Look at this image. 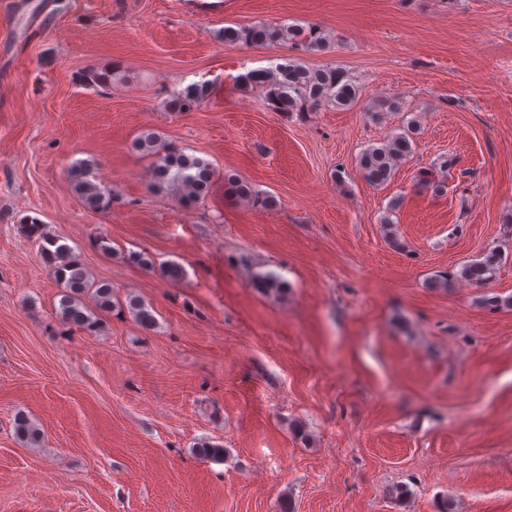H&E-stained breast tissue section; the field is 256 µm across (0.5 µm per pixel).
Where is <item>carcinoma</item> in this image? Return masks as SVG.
I'll return each instance as SVG.
<instances>
[{
    "label": "carcinoma",
    "mask_w": 512,
    "mask_h": 512,
    "mask_svg": "<svg viewBox=\"0 0 512 512\" xmlns=\"http://www.w3.org/2000/svg\"><path fill=\"white\" fill-rule=\"evenodd\" d=\"M224 44L246 43L264 47L276 41H289L294 48L307 53L323 52L329 47V39L316 25L302 27L283 25L271 27L263 23L238 27L224 26ZM238 87L245 91L262 89L268 107L275 112H312L321 106L345 108L354 104L361 94V86L348 71L326 63L309 66L295 58H286L273 70H251L236 79ZM210 86L193 83L173 93L166 105L172 112H188L209 99ZM404 104L395 96H382L377 100L375 112H402ZM417 120L403 121L398 131L388 136L378 146L365 149L358 165L364 178L373 186L387 184L399 164L413 151ZM134 149L151 160L152 185L158 189L175 192L183 204L192 205L205 198L217 176L214 166L207 160L188 154L185 150L166 143L155 131L147 130L137 135ZM93 164L83 162L70 170V181L76 194L92 210H107L116 201L112 190L98 183L92 175ZM224 193L240 201L260 206H271L274 199L255 190L252 184L232 171L224 172ZM25 234L36 241L40 256L48 265L56 280L65 288L59 301L61 321L88 331L100 330V318L96 312H110L116 307L113 301L112 283L93 278L85 264L65 244L43 232L42 221L36 216H26L21 221ZM502 253L492 248L482 258L463 265L457 277L478 285H486L496 276ZM249 287L268 295H285L288 282L263 272L251 275ZM89 298L86 303L83 298ZM136 323L145 329L156 325V318L143 300L128 297L126 304ZM15 433L28 445H37L42 436L40 429L28 417L19 412L14 419ZM198 453L208 459L224 460V446L212 442L198 444Z\"/></svg>",
    "instance_id": "obj_1"
}]
</instances>
